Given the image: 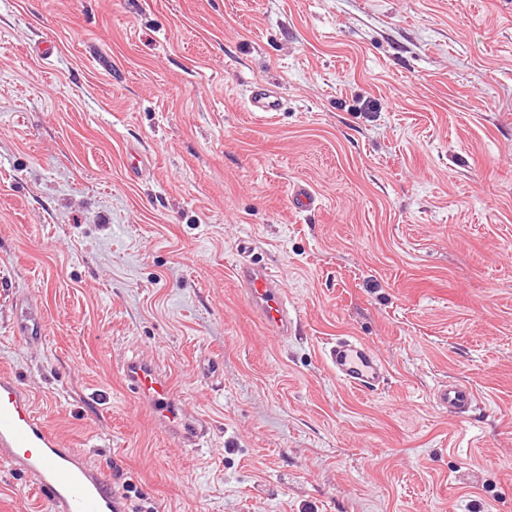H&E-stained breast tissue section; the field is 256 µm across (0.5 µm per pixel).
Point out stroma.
Masks as SVG:
<instances>
[{
  "mask_svg": "<svg viewBox=\"0 0 512 512\" xmlns=\"http://www.w3.org/2000/svg\"><path fill=\"white\" fill-rule=\"evenodd\" d=\"M339 336L384 359L378 389L336 378ZM132 357L200 447L137 407ZM1 368L151 512H512V0H0ZM451 380L472 416L434 404ZM0 512L53 509L0 462ZM249 108L250 112L265 118L273 112H280L282 99L275 90L259 84L253 88L249 97ZM238 287L271 336H288L292 321L288 316L287 294L269 269L251 262L235 269ZM15 322L13 332L17 336H22L30 342H38L43 334L42 314L37 308L32 307L26 298L15 301ZM121 374L126 387L135 395L137 406L147 408L155 422L183 446L197 445L201 423L183 414L180 397L169 375L154 364L136 358L123 366ZM438 407L454 418L468 417L478 405L475 390L461 382H448L440 386L434 394Z\"/></svg>",
  "mask_w": 512,
  "mask_h": 512,
  "instance_id": "35a3bbf8",
  "label": "stroma"
}]
</instances>
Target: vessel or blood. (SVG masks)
Here are the masks:
<instances>
[{"label":"vessel or blood","mask_w":512,"mask_h":512,"mask_svg":"<svg viewBox=\"0 0 512 512\" xmlns=\"http://www.w3.org/2000/svg\"><path fill=\"white\" fill-rule=\"evenodd\" d=\"M249 108L259 117L280 111L279 94L264 85L253 88ZM235 279L268 334L287 336L292 321L287 294L269 269L251 262L235 269ZM13 332L28 341H40L42 314L26 299L15 302ZM325 358L337 379L359 390L371 391L385 379L386 366L366 342L342 337L332 343ZM126 387L136 403L147 408L155 422L185 446L196 445L201 423L182 412L180 397L169 375L154 364L129 360L122 368ZM438 407L454 418L469 416L478 405L475 390L461 382L440 386L434 394ZM0 460L30 475L54 512H126L125 502L109 478L92 467L82 452L65 447L60 436L34 415L29 390L10 371L0 370Z\"/></svg>","instance_id":"obj_1"}]
</instances>
